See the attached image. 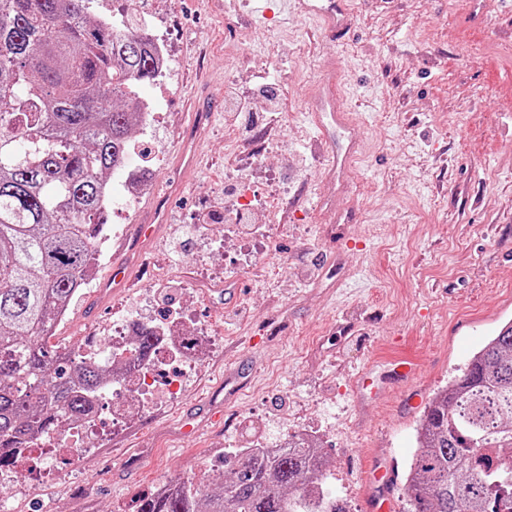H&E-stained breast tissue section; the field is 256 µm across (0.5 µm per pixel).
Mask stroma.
<instances>
[{"instance_id": "stroma-1", "label": "stroma", "mask_w": 512, "mask_h": 512, "mask_svg": "<svg viewBox=\"0 0 512 512\" xmlns=\"http://www.w3.org/2000/svg\"><path fill=\"white\" fill-rule=\"evenodd\" d=\"M461 0H353L343 37L284 11L227 41L207 0H94L92 16L152 14L175 54L166 81L138 89L165 95L139 150L109 175L107 226L119 234L93 280L72 299L52 339L84 347L120 314L193 309L188 334L213 338L176 398L85 435L71 473L67 439L31 449V470L0 482L17 512H136L171 479L223 477L245 448H273L305 430L325 459L324 491L348 512H368L366 475L404 473L423 404L472 353L512 320V41L500 30L512 0H497L483 26H466ZM340 58L341 95L362 121L369 154L357 162L342 209L351 224L318 211L335 195L310 143L304 96L323 63ZM207 84L217 112L203 124L198 167L175 165ZM158 159L154 191L125 192L145 152ZM260 198L245 219L261 252L240 247L224 221L239 189ZM168 212L149 269L129 288L103 290L119 247L154 205ZM411 358L414 380L376 402L355 397L363 366ZM255 377L234 398L224 376L242 360Z\"/></svg>"}]
</instances>
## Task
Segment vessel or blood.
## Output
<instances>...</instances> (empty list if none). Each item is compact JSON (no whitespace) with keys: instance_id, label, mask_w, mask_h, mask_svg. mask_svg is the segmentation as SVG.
<instances>
[{"instance_id":"1","label":"vessel or blood","mask_w":512,"mask_h":512,"mask_svg":"<svg viewBox=\"0 0 512 512\" xmlns=\"http://www.w3.org/2000/svg\"><path fill=\"white\" fill-rule=\"evenodd\" d=\"M250 14L239 11L236 0H224L222 7L225 15L237 16V29L253 27L255 18L272 20L275 16L274 4H289L294 10L306 17L316 19L329 33L343 35L350 24L353 14L352 0H253ZM340 81L339 65H330L327 75L319 87L309 97V109L316 128L312 140L313 151L321 156L326 180L335 182L337 196H344L348 190V180L352 167L366 153L364 140L353 135L356 118L336 97V87ZM166 215L154 212L146 223L136 225L132 237L134 250H141L152 244L159 231V224ZM416 371V365L410 359L391 361L385 376H374L371 369H363L354 379V385L361 396L379 399L386 387L395 381L410 379ZM393 475L385 468H376L371 481L376 493L369 503L370 512H394L395 505L389 493Z\"/></svg>"}]
</instances>
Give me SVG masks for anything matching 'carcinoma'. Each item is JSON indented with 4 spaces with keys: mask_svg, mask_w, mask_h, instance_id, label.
Instances as JSON below:
<instances>
[{
    "mask_svg": "<svg viewBox=\"0 0 512 512\" xmlns=\"http://www.w3.org/2000/svg\"><path fill=\"white\" fill-rule=\"evenodd\" d=\"M91 0H0V471L64 421L90 418L113 371L47 344L85 284L109 171L129 149L136 88L155 79L150 32L91 19ZM512 449V320L425 406L405 512H497L488 450ZM317 443L245 449L232 476L176 481L138 512H347L319 487Z\"/></svg>",
    "mask_w": 512,
    "mask_h": 512,
    "instance_id": "carcinoma-1",
    "label": "carcinoma"
}]
</instances>
